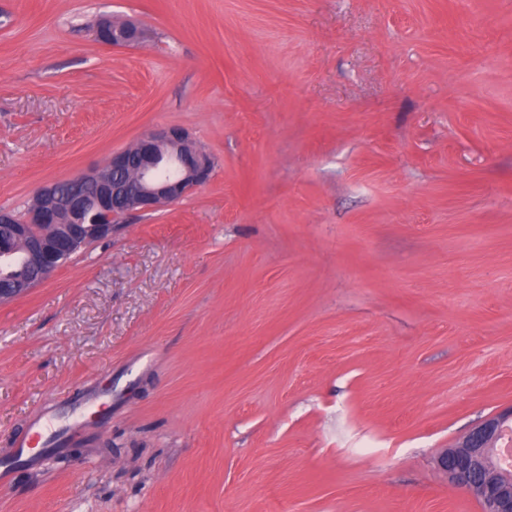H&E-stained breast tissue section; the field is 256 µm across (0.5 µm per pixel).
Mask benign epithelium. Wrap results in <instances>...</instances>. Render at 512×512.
<instances>
[{
  "mask_svg": "<svg viewBox=\"0 0 512 512\" xmlns=\"http://www.w3.org/2000/svg\"><path fill=\"white\" fill-rule=\"evenodd\" d=\"M96 37L114 47H128L142 42L146 33L130 22L105 21L97 25ZM132 151L139 165L126 179L111 176L128 166L130 153L121 150L112 154L106 167L70 179L72 189L67 193L61 192L58 182L41 187L35 204L22 216L0 210V224L7 227L9 237L27 245V260L39 273L34 283L47 279L88 243L111 237L116 216L172 205L208 182L212 173L210 155L195 146L182 128H156L143 135ZM88 184L98 185L100 191L87 195L82 186ZM32 284L0 288V303ZM511 429L512 408L472 428L436 459L450 483L478 499L482 512H512V468L497 462L499 442Z\"/></svg>",
  "mask_w": 512,
  "mask_h": 512,
  "instance_id": "7a95c632",
  "label": "benign epithelium"
}]
</instances>
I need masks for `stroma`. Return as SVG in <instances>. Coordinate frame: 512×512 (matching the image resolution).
Returning <instances> with one entry per match:
<instances>
[{"instance_id":"35a3bbf8","label":"stroma","mask_w":512,"mask_h":512,"mask_svg":"<svg viewBox=\"0 0 512 512\" xmlns=\"http://www.w3.org/2000/svg\"><path fill=\"white\" fill-rule=\"evenodd\" d=\"M164 126L209 182L0 305V457L63 431L0 512H481L435 458L512 407V0H0V208ZM96 37L112 47H128L142 42L146 33L142 28L130 22L105 21L97 25Z\"/></svg>"}]
</instances>
